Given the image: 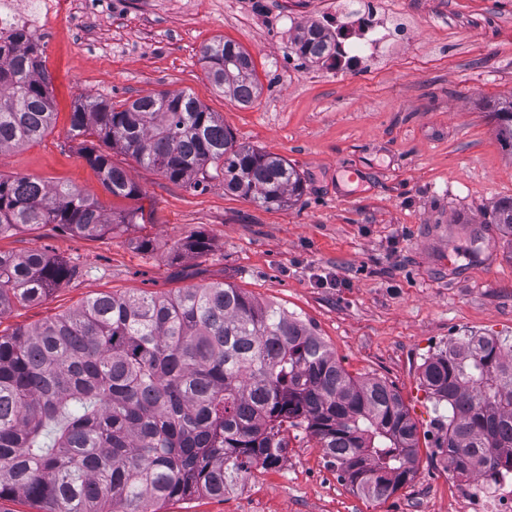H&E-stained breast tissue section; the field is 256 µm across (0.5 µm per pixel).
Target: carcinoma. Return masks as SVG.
<instances>
[{"instance_id": "carcinoma-1", "label": "carcinoma", "mask_w": 512, "mask_h": 512, "mask_svg": "<svg viewBox=\"0 0 512 512\" xmlns=\"http://www.w3.org/2000/svg\"><path fill=\"white\" fill-rule=\"evenodd\" d=\"M320 56L328 35L311 23L293 38ZM211 83L247 106L257 94L249 55L222 37L202 49ZM512 141V101L496 109ZM48 76L34 41L0 48V152L40 139L54 123ZM71 137H94L174 183L224 189L264 207L299 198L298 171L236 141L224 120L185 91L118 107L93 96L71 115ZM86 160L113 196L141 191L110 155ZM139 209L107 217L70 185L0 176V238L55 224L98 236L138 223ZM494 223L512 233V200ZM73 268L39 251L0 252V314L41 301ZM422 380L448 405L436 447L463 475L512 469V345L469 336L423 364ZM300 428L340 479L372 499L414 476L417 434L399 393L355 379L287 310L227 283L167 296L105 294L40 325L0 335V501L45 512H160L174 499L222 497L254 467L275 468Z\"/></svg>"}]
</instances>
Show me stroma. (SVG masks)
<instances>
[{
  "mask_svg": "<svg viewBox=\"0 0 512 512\" xmlns=\"http://www.w3.org/2000/svg\"><path fill=\"white\" fill-rule=\"evenodd\" d=\"M74 0L52 20L43 66L56 112L38 142L0 153V175L67 184L104 213L143 219L112 233L75 236L45 224L0 238V252L42 251L74 276L38 304L0 315L8 335L88 298L164 295L228 283L310 323L352 377L400 395L418 438L413 479L374 500L340 481L310 435L289 430L279 468L253 470L243 491L198 495L161 512H460L434 443L447 409L422 382V365L467 336L512 343V235L494 224L512 199V145L497 135L498 102L512 99V0H390L412 12L414 36L381 69L343 78L320 64H289L292 39L333 0ZM234 41L253 61L259 94L241 106L209 81L201 49ZM187 91L243 144L283 157L300 174L299 200L261 207L213 181L190 189L121 152L113 164L142 194L116 198L68 134L79 99L122 104ZM205 236L208 251L182 243Z\"/></svg>",
  "mask_w": 512,
  "mask_h": 512,
  "instance_id": "1",
  "label": "stroma"
}]
</instances>
